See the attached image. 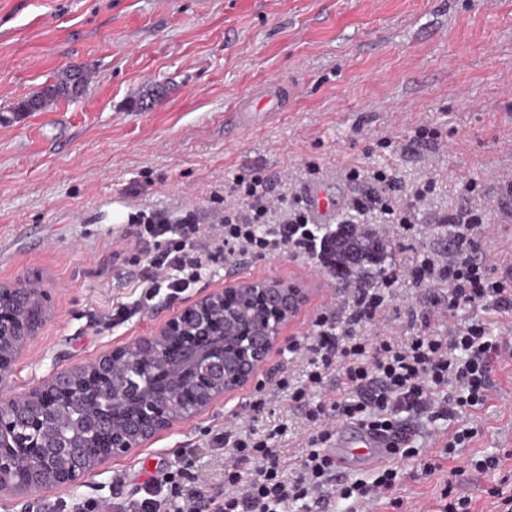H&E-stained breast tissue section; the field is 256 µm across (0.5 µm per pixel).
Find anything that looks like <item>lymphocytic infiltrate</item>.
Instances as JSON below:
<instances>
[{
	"instance_id": "f902f5d3",
	"label": "lymphocytic infiltrate",
	"mask_w": 512,
	"mask_h": 512,
	"mask_svg": "<svg viewBox=\"0 0 512 512\" xmlns=\"http://www.w3.org/2000/svg\"><path fill=\"white\" fill-rule=\"evenodd\" d=\"M346 176L369 184L365 194L352 198L349 211L358 216L382 213L397 234L414 227V216L434 190L433 183L404 189L396 177L376 167H353ZM234 204L225 206L210 225L200 224L194 212L163 220L142 208L131 214L139 251L141 293L135 307L159 295L186 291L217 263L235 264L288 250L325 260L327 235L311 223L301 196L288 200L280 217H273L267 179L255 173L237 178L231 190ZM482 209L449 216L455 231L446 253L424 255L404 268L400 277H384L360 287L344 319L335 311L321 312L313 322L315 342L311 369L298 386L280 378L277 388L288 404L300 411L313 431L298 457L295 481L285 479L275 438L288 429L280 424L265 434L233 426L222 441L229 455L224 463V493L211 498V512H284L289 501L326 504L333 500H365L396 485L400 473L387 464L373 481L337 476V464L327 453L337 423L387 436L392 456L412 455L411 418H455L483 405L490 388L494 362L506 350L490 338L482 321L474 320L445 336L428 334L439 310L461 307L512 312V256L494 261L476 258V230ZM416 288H437L431 306L412 313L416 332L404 339L357 336L358 328L375 325L384 291L396 280ZM341 370L349 397L328 400L317 394L334 370ZM182 465L166 466L145 484L146 498L131 502L129 512H160L161 493L181 492Z\"/></svg>"
}]
</instances>
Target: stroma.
<instances>
[{
  "label": "stroma",
  "instance_id": "stroma-1",
  "mask_svg": "<svg viewBox=\"0 0 512 512\" xmlns=\"http://www.w3.org/2000/svg\"><path fill=\"white\" fill-rule=\"evenodd\" d=\"M77 68L84 94L45 112L17 106ZM286 94L280 115L237 125L249 96L271 84ZM164 95L151 106L139 97ZM437 141L415 143L421 128ZM322 171L376 166L405 187L435 181L409 237L388 241L381 280L431 251H447L448 216L487 211L477 256L512 251V0H0V283L38 280L51 297L19 356L5 394L24 395L56 370L153 334L203 290L229 281L299 282L313 296L289 324L261 388L246 387L179 421L135 453L106 460L74 487L0 496V512H125L144 482L192 453L186 486L224 490L227 426L287 423L280 448L295 460L307 428L275 389L301 380L312 357V323L351 301L352 283L285 251L221 265L179 296L115 317L140 295L130 212L195 210L210 223L237 175L261 171L271 201L303 192L305 162ZM479 191L466 195L467 181ZM432 289H387L375 332H410V314ZM483 320L512 348V314L462 307L432 320L438 336ZM302 349L292 354V343ZM261 410L250 411L256 394ZM473 436L446 452L456 419L418 423L417 456L402 481L365 512H444L448 497L471 512H496L491 490L512 497V358L496 362L486 403L466 415ZM497 456V469L477 460ZM436 462L423 474L424 461Z\"/></svg>",
  "mask_w": 512,
  "mask_h": 512
}]
</instances>
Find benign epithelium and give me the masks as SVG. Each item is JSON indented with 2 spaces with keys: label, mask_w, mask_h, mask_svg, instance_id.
<instances>
[{
  "label": "benign epithelium",
  "mask_w": 512,
  "mask_h": 512,
  "mask_svg": "<svg viewBox=\"0 0 512 512\" xmlns=\"http://www.w3.org/2000/svg\"><path fill=\"white\" fill-rule=\"evenodd\" d=\"M11 312L0 311V388L10 381L28 339L44 320L48 302L33 280L23 287L1 285ZM248 295L269 307L273 317L214 336L215 317L230 299ZM307 301L305 289L280 281L230 282L204 292L177 309L155 332L100 355L57 370L20 397L22 404L0 410V495L36 494L52 482L74 486L87 474L86 461L100 464L131 453L158 432L201 413L227 394L250 386L265 374L264 365L279 343L283 327ZM136 371L131 380L126 376ZM105 384L123 405L121 417L99 410L85 441L58 431L57 412L77 398L79 385ZM42 455L31 470L17 444Z\"/></svg>",
  "instance_id": "1"
}]
</instances>
